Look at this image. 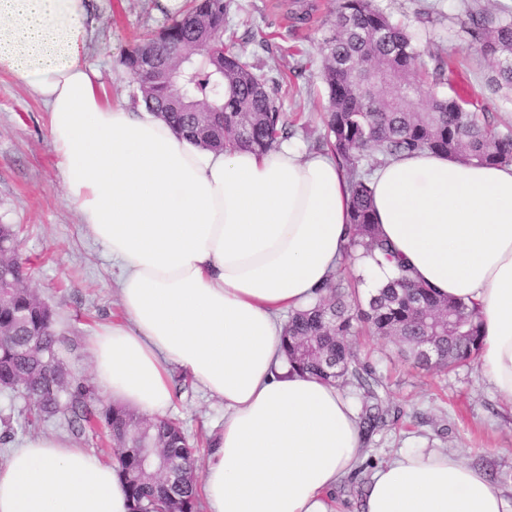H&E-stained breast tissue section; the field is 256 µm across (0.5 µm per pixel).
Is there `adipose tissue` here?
I'll list each match as a JSON object with an SVG mask.
<instances>
[{
	"mask_svg": "<svg viewBox=\"0 0 512 512\" xmlns=\"http://www.w3.org/2000/svg\"><path fill=\"white\" fill-rule=\"evenodd\" d=\"M91 0H0V72L43 103L62 191L119 265V321L90 337L93 381L147 416L173 400L171 367L224 404L202 474L208 512H330L365 455L338 387L298 371L285 312L346 257L350 193L323 152L293 142L204 150L153 111L108 95L88 61ZM398 271L476 307L480 365L512 406V165L422 152L372 176ZM363 512H505L486 473L408 450L372 476ZM0 512H130L115 467L66 437H31L0 466Z\"/></svg>",
	"mask_w": 512,
	"mask_h": 512,
	"instance_id": "1",
	"label": "adipose tissue"
}]
</instances>
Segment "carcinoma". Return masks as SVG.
I'll return each mask as SVG.
<instances>
[{"label": "carcinoma", "mask_w": 512, "mask_h": 512, "mask_svg": "<svg viewBox=\"0 0 512 512\" xmlns=\"http://www.w3.org/2000/svg\"><path fill=\"white\" fill-rule=\"evenodd\" d=\"M231 0H186L177 16L155 35L140 40L126 58L135 69L144 47L166 55L182 47L188 56L179 99L164 82L136 85L142 98L186 137L214 149L235 147L266 151L292 137L274 97L233 46L224 45V24ZM201 15L205 26L194 31L189 18ZM320 46L319 78L326 86L323 146L349 173L351 243L349 261L316 291L313 303L291 311L283 337L288 360L303 372L340 388L364 392L358 414L363 437L386 422L378 402L379 381L352 350L348 337L363 326L420 359L418 345L430 337L437 367L478 359L481 324L462 300L439 297L402 273L361 302L343 277L346 267L364 257L391 259L372 209V167L404 154L435 152L485 165H512V132H498L465 108L459 95H441L449 83L451 61L437 52L427 68L405 26L392 21L375 0H339ZM460 35L495 72L489 90L512 93V7L469 14ZM17 230L0 224V391L32 401L25 418L36 426L52 418L79 436L103 428L113 437L118 474L131 512H197V449L180 425L168 418L149 419L104 401L84 381L60 384L64 363L58 357L61 333L55 311L27 286L28 268L18 252ZM150 438L164 453L183 463L188 477L175 483L134 475L137 448Z\"/></svg>", "instance_id": "cac0c4a2"}]
</instances>
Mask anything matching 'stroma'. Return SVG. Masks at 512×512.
I'll return each instance as SVG.
<instances>
[{
  "label": "stroma",
  "mask_w": 512,
  "mask_h": 512,
  "mask_svg": "<svg viewBox=\"0 0 512 512\" xmlns=\"http://www.w3.org/2000/svg\"><path fill=\"white\" fill-rule=\"evenodd\" d=\"M394 19L406 23L418 47L441 50L458 62L460 94L478 93L475 111L497 127H512V93L483 99L490 68L456 32L468 7L493 9L512 0H376ZM336 0H232L224 41L264 80L279 79L274 89L281 112L295 129L294 140L316 151L325 132L322 121L326 87L318 77L319 43L325 19ZM308 10L299 24L292 15ZM167 16L153 11V0H96L89 61L114 94L134 87L124 60L136 36L159 31ZM0 224L19 230V248L31 267L29 288L57 313L62 334L59 356L73 377L92 378L86 343L103 325L122 315L115 290L120 276L105 247L80 222L61 189L42 102L12 75L0 72ZM358 358L370 364L387 387L386 426L366 439L367 455L382 464L405 449H448L482 469L501 491L505 512H512V408L501 403L479 364L450 372L414 365L400 347L366 334L353 336ZM173 404L168 417L180 421L204 468L211 437L224 422V408L180 369H173ZM25 401L0 395V419L12 438L0 443V465L31 435H67L60 421L28 429Z\"/></svg>",
  "instance_id": "1"
}]
</instances>
